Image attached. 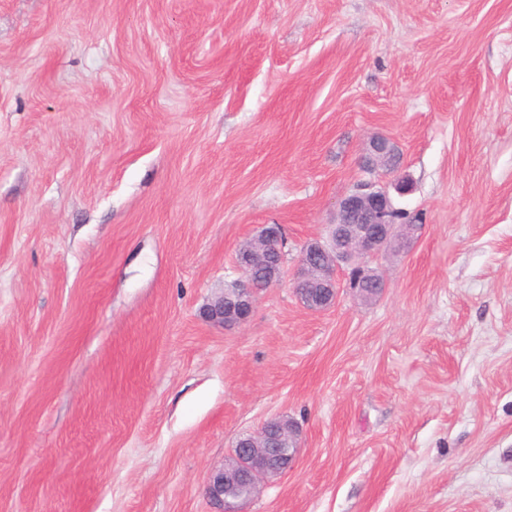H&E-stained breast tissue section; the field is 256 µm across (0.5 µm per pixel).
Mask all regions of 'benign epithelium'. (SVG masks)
<instances>
[{
	"label": "benign epithelium",
	"instance_id": "1",
	"mask_svg": "<svg viewBox=\"0 0 512 512\" xmlns=\"http://www.w3.org/2000/svg\"><path fill=\"white\" fill-rule=\"evenodd\" d=\"M370 148L369 168L393 166L395 149L390 139L377 137ZM395 213L389 193L369 183L358 185L341 199L338 221L329 225L326 239L309 242L299 259L293 285L309 284L311 291L301 298L307 309L320 312L335 304L341 288L336 272L343 266L357 270L346 288L358 298L365 297L373 282L385 286L383 277L369 266L370 259L391 245L405 247L422 228L420 224L396 223ZM282 242L280 226L270 224L240 245L236 261L244 279L206 304L203 315L209 322L231 330L250 319L259 293L250 269H260L268 285L277 283L285 263ZM246 440V447L235 445L224 464L213 469L208 478L205 494L210 502L222 507V512H243V505L266 482L295 468L300 454L297 426L282 417L246 435Z\"/></svg>",
	"mask_w": 512,
	"mask_h": 512
}]
</instances>
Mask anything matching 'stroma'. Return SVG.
Masks as SVG:
<instances>
[{"mask_svg": "<svg viewBox=\"0 0 512 512\" xmlns=\"http://www.w3.org/2000/svg\"><path fill=\"white\" fill-rule=\"evenodd\" d=\"M398 177L384 293L307 310L303 247ZM265 224L285 274L224 331ZM275 415L245 512H512V0H0V512H215ZM371 153L369 157L370 169L382 167L390 169L395 160V149L390 139L385 137H377L371 141ZM282 242L280 226L270 224L262 227L256 235L240 245L236 261L244 273V280L234 282L230 288H224L220 296L206 304L203 315L209 322L224 327V330H231L250 319L260 291L253 283L250 269H260V273L267 276L268 287L277 283L282 276L285 263ZM261 274L255 276L256 282L260 285L264 281ZM280 428L272 435V425ZM288 437L292 448H271L272 440ZM297 426L282 416L264 424L259 431L238 439L224 464L210 473L205 494L210 502L222 506L224 512H243V505L253 499L262 486L272 479L282 477L295 468L300 454ZM246 438V447L239 442ZM286 458L288 464H284ZM226 489V491H225Z\"/></svg>", "mask_w": 512, "mask_h": 512, "instance_id": "1", "label": "stroma"}]
</instances>
